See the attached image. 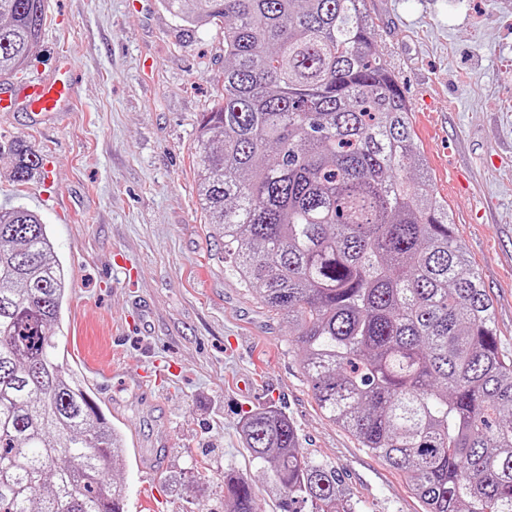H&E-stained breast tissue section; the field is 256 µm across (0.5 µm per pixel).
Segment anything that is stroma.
I'll use <instances>...</instances> for the list:
<instances>
[{
	"label": "stroma",
	"mask_w": 512,
	"mask_h": 512,
	"mask_svg": "<svg viewBox=\"0 0 512 512\" xmlns=\"http://www.w3.org/2000/svg\"><path fill=\"white\" fill-rule=\"evenodd\" d=\"M399 78L434 191L512 353V0H365ZM73 68L65 111L0 112V208L35 211L70 283L58 339L128 447L126 512H224V474L280 512L249 456L246 412L275 406L359 512H421L403 478L328 421L288 325L243 288L198 205L202 112L224 87V32L183 31L160 0H47L17 85ZM23 143L42 161L13 177Z\"/></svg>",
	"instance_id": "35a3bbf8"
}]
</instances>
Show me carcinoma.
I'll list each match as a JSON object with an SVG mask.
<instances>
[{
    "label": "carcinoma",
    "mask_w": 512,
    "mask_h": 512,
    "mask_svg": "<svg viewBox=\"0 0 512 512\" xmlns=\"http://www.w3.org/2000/svg\"><path fill=\"white\" fill-rule=\"evenodd\" d=\"M46 0H0V78L36 52ZM365 0H162L224 30V89L198 123L205 223L241 285L288 322L318 406L405 480L424 512H512V355L431 188L411 109ZM13 177L41 165L20 142ZM68 282L34 212L0 211V512H125L126 456L52 328ZM284 512H356L269 406L242 421ZM225 512H258L224 476Z\"/></svg>",
    "instance_id": "carcinoma-1"
}]
</instances>
